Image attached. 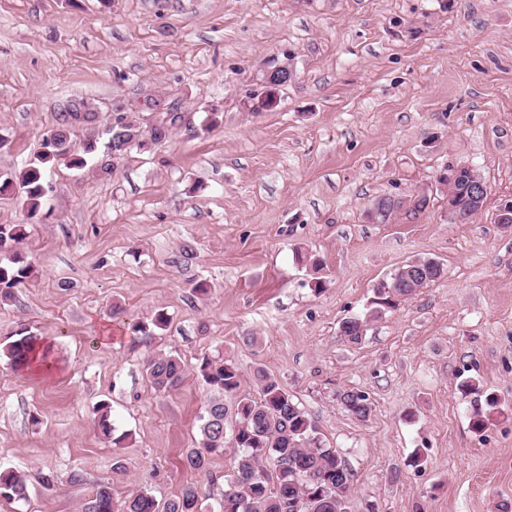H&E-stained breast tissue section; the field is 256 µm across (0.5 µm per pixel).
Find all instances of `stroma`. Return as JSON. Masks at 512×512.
<instances>
[{
  "mask_svg": "<svg viewBox=\"0 0 512 512\" xmlns=\"http://www.w3.org/2000/svg\"><path fill=\"white\" fill-rule=\"evenodd\" d=\"M274 60L293 78L275 111L251 113ZM146 99L185 116L166 141L109 174L52 167L34 219L17 192L0 194V224L25 225L35 270L0 306V344L25 328L51 351L25 369L0 354V469L28 483L0 512H78L103 482L118 500L193 483L202 512H220L231 454L204 474L181 464L210 396L196 373L205 354L236 364L240 393L257 394V369L278 379L351 469L350 512L512 504V226L494 221L512 198V0H0V175L42 151L71 103L95 114L73 128L80 143L119 108L148 125ZM211 108L223 120L201 132ZM457 164L488 195L455 224L438 176ZM417 191L424 211L369 218L377 199ZM185 242L197 253L187 269L174 263ZM300 250L320 259L321 292ZM418 257L443 276L361 344L340 337ZM200 279L207 294L191 288ZM157 310L167 330L131 332ZM168 352L186 374L163 392L144 366ZM466 380L480 395H461ZM348 389L368 396L367 420L342 408ZM102 402L120 444L93 424Z\"/></svg>",
  "mask_w": 512,
  "mask_h": 512,
  "instance_id": "stroma-1",
  "label": "stroma"
}]
</instances>
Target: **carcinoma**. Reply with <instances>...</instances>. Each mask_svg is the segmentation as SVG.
I'll return each mask as SVG.
<instances>
[{
  "label": "carcinoma",
  "instance_id": "obj_1",
  "mask_svg": "<svg viewBox=\"0 0 512 512\" xmlns=\"http://www.w3.org/2000/svg\"><path fill=\"white\" fill-rule=\"evenodd\" d=\"M91 121L90 113L72 105L57 116V125L50 130V141L44 151L29 161L18 173L0 179V190L17 188L31 218L42 213L45 197V170L63 163L73 169L87 166L97 152V138L76 145L70 137L71 127ZM183 115L163 112L149 130L151 141L170 137ZM132 121L118 112L116 120L102 131L106 136L105 151L97 159L100 170L110 171L115 161L139 148L133 143ZM26 237L22 224H0V303L14 298V290L34 274V267L20 251ZM419 276L430 284L442 277L440 263L428 257L415 259ZM394 277L374 288L375 301L371 317L397 307L395 299L413 294L411 288L393 287ZM170 324L169 315L156 311L147 320L132 327L140 336L149 337ZM367 325V319L349 317L340 326L341 336L357 344ZM3 352L17 368L24 367L40 352L37 336L27 329L3 346ZM198 377L211 392L203 413L199 416L198 446L182 456L184 468L191 472H207L211 459L224 454V448L234 449L232 472L221 500V512H295L294 504L301 502V512H348L352 473L336 449L323 444L306 412L279 381L263 369L256 370L259 397L242 395L235 401L236 428L226 439L224 396L235 395L240 387V374L229 359L204 356L196 367ZM146 377L159 391L169 392L183 381L185 367L174 354H158L146 363ZM345 411L359 420L368 418L371 406L367 397H357L346 390L340 395ZM95 426L106 437L112 436L111 408L101 403L95 411ZM0 498L21 501L27 498L24 476L10 469L0 470ZM199 491L187 484L180 495L159 502L146 491L132 494L122 501L114 499L107 483L98 484L84 499L81 512H198Z\"/></svg>",
  "mask_w": 512,
  "mask_h": 512
}]
</instances>
